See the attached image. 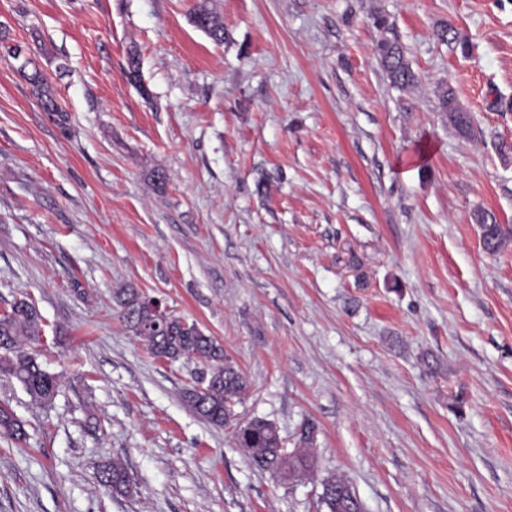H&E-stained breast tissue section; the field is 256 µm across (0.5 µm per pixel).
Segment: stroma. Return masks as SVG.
I'll list each match as a JSON object with an SVG mask.
<instances>
[{
    "label": "stroma",
    "instance_id": "obj_1",
    "mask_svg": "<svg viewBox=\"0 0 512 512\" xmlns=\"http://www.w3.org/2000/svg\"><path fill=\"white\" fill-rule=\"evenodd\" d=\"M195 2L0 0L47 81L0 50V312L35 305L27 350L60 378L38 405L0 376L28 434L0 435V512H328L336 477L364 512H512V238L486 252L474 220L512 230V0H209L220 44ZM377 10L418 90L380 69ZM121 288L218 340L237 419L290 452L315 423L312 470L275 480L195 413L203 363L152 355ZM112 460L127 494L95 478ZM190 22L203 31L215 43L224 41V24L208 6L207 1H198L190 11ZM437 96L441 112L447 114L448 121L463 137H471L474 133L472 117L459 107L452 88L449 86L441 87Z\"/></svg>",
    "mask_w": 512,
    "mask_h": 512
}]
</instances>
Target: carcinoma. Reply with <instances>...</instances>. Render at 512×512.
Listing matches in <instances>:
<instances>
[{
  "instance_id": "1",
  "label": "carcinoma",
  "mask_w": 512,
  "mask_h": 512,
  "mask_svg": "<svg viewBox=\"0 0 512 512\" xmlns=\"http://www.w3.org/2000/svg\"><path fill=\"white\" fill-rule=\"evenodd\" d=\"M370 20L379 33L374 48L375 57L390 84L401 90L417 88L420 84L419 75L412 68L406 48L388 16L375 11ZM190 22L213 42H224V24L205 0H200L192 8ZM434 36L439 42L460 49L464 55L470 52L469 42L460 38L450 25L438 28ZM438 101L441 111L447 114L448 121L455 129L464 137L472 136V117L459 107L451 87L439 89ZM475 221L480 224L484 249L492 253L498 251L506 242L509 231L489 211L477 212ZM116 299L122 308L123 321L153 355H163L171 361L185 357L199 359L210 372L224 375V379L213 386L203 399H193L188 391L184 392V398L193 410L206 415L212 424L222 426L229 423L232 418L231 404L245 395L248 384L243 374L224 357V350L218 341L205 334L194 322L182 326V318L170 313L166 319L168 333L159 332L155 328V315L146 305L148 298L133 288L119 289ZM41 331V315L24 299L15 301L11 305L10 314L0 317V354L5 355V358L0 359V375L15 379L33 401L45 405L54 399L59 378L44 369L35 355L23 350L26 344L37 339ZM315 430L314 423L305 424L300 437L302 449L292 452L283 448L278 428L259 417L237 424L234 438L242 440L251 449L247 460L252 466L277 478L287 479L311 468L312 458L307 448L313 444ZM2 434L16 440L25 437L22 423L13 414L0 408ZM96 478L101 486L115 494L124 495L130 491L129 472L119 460L98 467ZM324 488L328 492L323 494L322 499L330 512H361L347 480L330 479L324 483Z\"/></svg>"
}]
</instances>
